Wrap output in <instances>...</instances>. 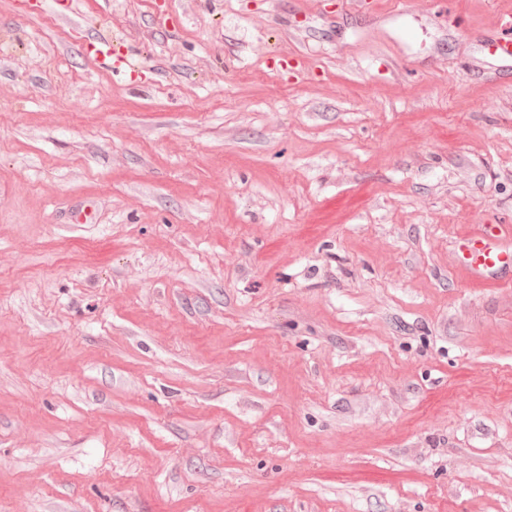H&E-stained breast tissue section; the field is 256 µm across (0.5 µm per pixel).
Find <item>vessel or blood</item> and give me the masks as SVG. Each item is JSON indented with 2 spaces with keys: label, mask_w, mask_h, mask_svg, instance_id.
I'll list each match as a JSON object with an SVG mask.
<instances>
[{
  "label": "vessel or blood",
  "mask_w": 512,
  "mask_h": 512,
  "mask_svg": "<svg viewBox=\"0 0 512 512\" xmlns=\"http://www.w3.org/2000/svg\"><path fill=\"white\" fill-rule=\"evenodd\" d=\"M84 51L110 72L123 76L132 73L131 62L116 52L111 38L97 37L86 44ZM456 246L459 265L472 285L512 284V246L504 244L494 225H476L458 236Z\"/></svg>",
  "instance_id": "obj_1"
}]
</instances>
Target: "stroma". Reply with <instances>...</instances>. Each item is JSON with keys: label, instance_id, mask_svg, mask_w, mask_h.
Wrapping results in <instances>:
<instances>
[{"label": "stroma", "instance_id": "35a3bbf8", "mask_svg": "<svg viewBox=\"0 0 512 512\" xmlns=\"http://www.w3.org/2000/svg\"><path fill=\"white\" fill-rule=\"evenodd\" d=\"M394 5L0 0V512H512V0ZM84 51L110 72L123 76H131L133 72L131 62L116 52L111 38L99 36L88 42ZM500 226L477 224L457 238L459 265L473 286L512 284V246L504 244Z\"/></svg>", "mask_w": 512, "mask_h": 512}]
</instances>
